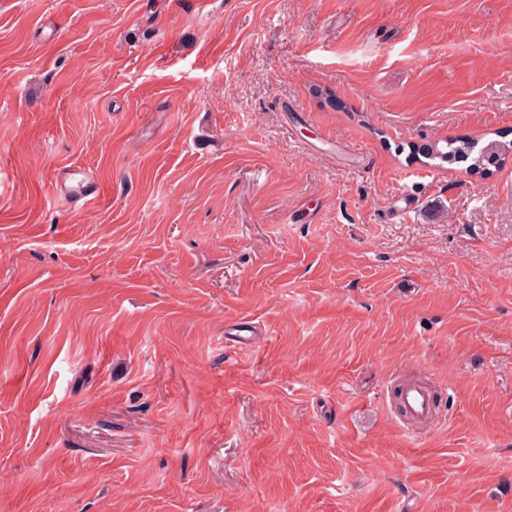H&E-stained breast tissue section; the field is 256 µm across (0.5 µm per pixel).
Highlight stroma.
I'll use <instances>...</instances> for the list:
<instances>
[{"instance_id":"35a3bbf8","label":"stroma","mask_w":512,"mask_h":512,"mask_svg":"<svg viewBox=\"0 0 512 512\" xmlns=\"http://www.w3.org/2000/svg\"><path fill=\"white\" fill-rule=\"evenodd\" d=\"M457 137L512 0H0V512H512V159L397 150ZM75 173L68 170L63 172L60 177V185L63 188L67 195L72 194L76 198L83 200L84 203L95 200L100 195V185L99 182L90 176H83L80 180H77V186L75 188H70L67 185L68 181H74ZM396 407L409 420L420 421L434 413V391L429 383L409 381L403 384Z\"/></svg>"}]
</instances>
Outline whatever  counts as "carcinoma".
<instances>
[{"label":"carcinoma","mask_w":512,"mask_h":512,"mask_svg":"<svg viewBox=\"0 0 512 512\" xmlns=\"http://www.w3.org/2000/svg\"><path fill=\"white\" fill-rule=\"evenodd\" d=\"M409 160L419 161L423 158L439 160L449 165L469 162L467 172L485 177L491 172L490 166L499 165L506 155L512 153V144L499 140H490L480 149H475V142L468 138H453L419 146L408 144Z\"/></svg>","instance_id":"carcinoma-1"}]
</instances>
